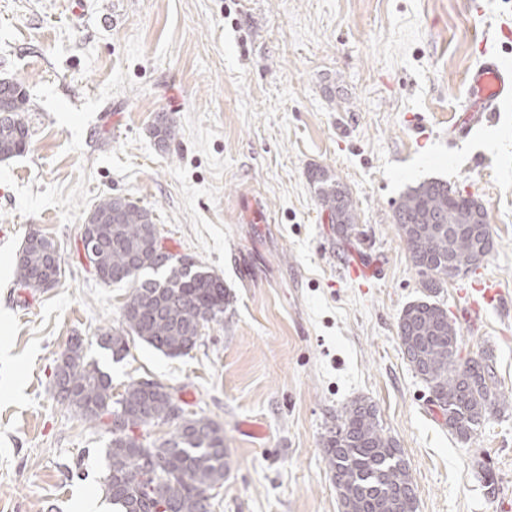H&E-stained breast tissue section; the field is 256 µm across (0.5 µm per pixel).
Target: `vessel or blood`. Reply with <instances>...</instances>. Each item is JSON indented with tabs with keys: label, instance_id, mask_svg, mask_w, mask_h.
<instances>
[{
	"label": "vessel or blood",
	"instance_id": "vessel-or-blood-1",
	"mask_svg": "<svg viewBox=\"0 0 512 512\" xmlns=\"http://www.w3.org/2000/svg\"><path fill=\"white\" fill-rule=\"evenodd\" d=\"M512 104V62L498 55L481 53L467 76V93L460 114L448 127L449 143L465 137L473 128L505 106ZM470 303L462 316L477 322L492 306L501 304L503 295L490 280L475 278L468 290Z\"/></svg>",
	"mask_w": 512,
	"mask_h": 512
}]
</instances>
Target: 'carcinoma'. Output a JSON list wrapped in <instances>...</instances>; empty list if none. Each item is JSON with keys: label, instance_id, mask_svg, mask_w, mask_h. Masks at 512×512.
<instances>
[{"label": "carcinoma", "instance_id": "1", "mask_svg": "<svg viewBox=\"0 0 512 512\" xmlns=\"http://www.w3.org/2000/svg\"><path fill=\"white\" fill-rule=\"evenodd\" d=\"M31 111L23 87L0 100V159L23 154L29 126L21 113ZM165 147L177 130L165 115L151 130ZM318 203L337 229L356 221L346 190L324 169L309 174ZM476 199L441 180L408 191L394 221L413 264L425 275L424 297L403 308L398 338L404 357L428 385L448 428L468 438L494 410L500 398L488 360H462L457 330L448 310L434 300L450 278L448 263H473V226L465 223ZM112 212V222L97 226L94 240L96 277L105 285L132 284L122 313V326L101 334V347L120 356L135 336L167 356L187 355L206 324L224 317L228 302L224 280L186 256L161 252L162 237L151 212L121 196L105 197L93 209ZM61 255L42 236L23 247L15 267L20 288L40 290L41 276L57 279ZM53 386L63 403L84 420L105 428L112 438L105 448L103 486L121 512H212V491L223 486L229 471L223 426L208 416L186 411L170 401L171 389L157 381L130 382L121 398L112 400L110 376L84 362L83 341L74 338L61 354ZM171 424L166 439H150V429ZM324 455L339 495L342 512H418L415 484L397 442L384 434L376 406L352 401L324 442ZM153 476L144 479L143 468Z\"/></svg>", "mask_w": 512, "mask_h": 512}]
</instances>
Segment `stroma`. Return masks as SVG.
I'll return each instance as SVG.
<instances>
[{"instance_id": "1", "label": "stroma", "mask_w": 512, "mask_h": 512, "mask_svg": "<svg viewBox=\"0 0 512 512\" xmlns=\"http://www.w3.org/2000/svg\"><path fill=\"white\" fill-rule=\"evenodd\" d=\"M0 0V79L32 105L30 144L0 160V512H73L103 493L109 433L62 404L52 373L72 337L120 397L134 380L176 390L224 426L230 471L213 512H340L324 440L371 400L416 484L418 512H512V105L448 144L481 51L512 60V0ZM177 129L150 134L159 114ZM326 169L356 213L348 233L309 179ZM442 180L488 213L480 273L504 306L457 320L461 355L495 369L500 409L453 433L403 356L401 310L422 296L394 223L411 187ZM151 210L166 248L212 269L228 304L195 349L165 356L119 326L131 287L83 258L100 198ZM33 232L62 257L51 288H17ZM361 261L367 287L345 278ZM263 425L253 439L242 422Z\"/></svg>"}]
</instances>
